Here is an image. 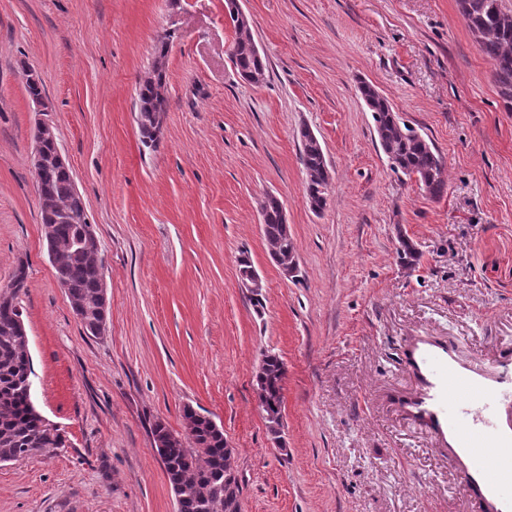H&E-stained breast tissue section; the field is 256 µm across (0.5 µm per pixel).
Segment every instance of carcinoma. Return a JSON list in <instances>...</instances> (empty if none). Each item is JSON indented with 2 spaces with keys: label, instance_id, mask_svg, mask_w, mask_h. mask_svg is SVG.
Wrapping results in <instances>:
<instances>
[{
  "label": "carcinoma",
  "instance_id": "carcinoma-1",
  "mask_svg": "<svg viewBox=\"0 0 512 512\" xmlns=\"http://www.w3.org/2000/svg\"><path fill=\"white\" fill-rule=\"evenodd\" d=\"M459 12L476 39L480 52L493 67V76L505 111L512 112V11L502 0H457ZM236 37L231 47V60L241 77L254 72H267L261 54L255 52L250 27L239 21L237 0H224ZM171 35L158 40L151 70L139 86L136 102L137 124L144 145L156 144L153 133L156 114L167 111L166 54ZM375 123L379 145L391 170L408 178H416L431 196L440 197L447 186L445 162L433 144L400 121L388 99L374 86L362 82L358 86ZM299 161L305 176L306 200L309 208L321 212L327 204L329 185L327 161L319 141L310 130L299 131ZM46 173L37 178L42 224L53 227L56 240L55 276L65 289L71 307H83L87 316L85 334L95 336L104 321L97 269L101 262L99 249L86 246L87 225L72 221L55 223L52 216L60 211L81 215L83 204L77 197L71 174L54 167L53 143L44 146ZM263 234L269 249L283 258L296 252L295 242L279 220V209L271 202L266 207ZM398 256L407 267L418 264L419 253L413 242L401 235ZM24 264L15 270L11 284L0 291V462L18 461L32 456L35 448H60L64 438L59 431L42 428L40 412L27 391V379L33 374L28 336L18 306L19 295L26 288ZM285 369L279 356H263L255 376L256 387L265 396L267 410L277 414L283 405ZM185 428L190 437L184 443L167 446L172 431L158 420L150 427L154 447L170 487L176 494L177 512H235L234 503L224 496L227 482L239 484L238 476L225 472L224 432L213 430L209 421L192 406L183 408Z\"/></svg>",
  "mask_w": 512,
  "mask_h": 512
}]
</instances>
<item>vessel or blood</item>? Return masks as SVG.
Listing matches in <instances>:
<instances>
[{"instance_id":"b4317fda","label":"vessel or blood","mask_w":512,"mask_h":512,"mask_svg":"<svg viewBox=\"0 0 512 512\" xmlns=\"http://www.w3.org/2000/svg\"><path fill=\"white\" fill-rule=\"evenodd\" d=\"M404 347L417 382L404 417L447 451L476 512H512V356L481 369L427 336Z\"/></svg>"}]
</instances>
